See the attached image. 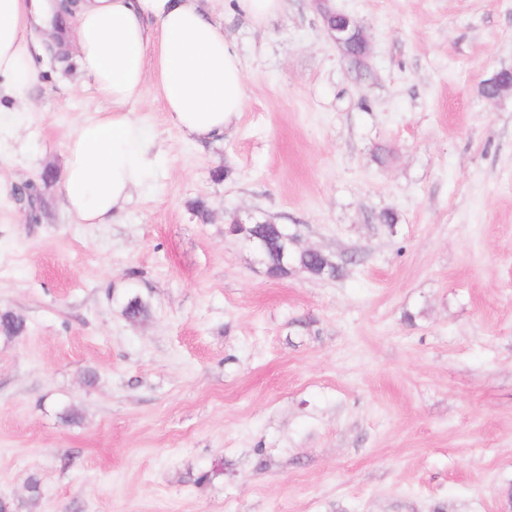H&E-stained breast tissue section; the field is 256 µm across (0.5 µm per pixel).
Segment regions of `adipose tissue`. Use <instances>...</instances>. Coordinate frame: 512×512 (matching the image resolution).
<instances>
[{
  "mask_svg": "<svg viewBox=\"0 0 512 512\" xmlns=\"http://www.w3.org/2000/svg\"><path fill=\"white\" fill-rule=\"evenodd\" d=\"M34 29L74 52L104 104L66 147L59 193L79 223L117 222L154 173L162 150L134 115L147 77L188 138L220 140L244 110L243 65L203 0H0V134L31 109Z\"/></svg>",
  "mask_w": 512,
  "mask_h": 512,
  "instance_id": "obj_1",
  "label": "adipose tissue"
}]
</instances>
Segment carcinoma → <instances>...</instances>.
<instances>
[{"mask_svg": "<svg viewBox=\"0 0 512 512\" xmlns=\"http://www.w3.org/2000/svg\"><path fill=\"white\" fill-rule=\"evenodd\" d=\"M230 230L243 242L260 238L264 240V247L259 257L267 267V271L274 277L281 276V261L285 260L291 266L304 270L313 276L337 277L342 266L336 264L331 258L325 256L318 258L293 249L292 244L285 238V227L280 224H244L236 221V215L229 216ZM147 304L138 296H133L123 304L124 315L138 321L148 315ZM25 330L22 320L10 311L0 312V334L6 337L17 336Z\"/></svg>", "mask_w": 512, "mask_h": 512, "instance_id": "carcinoma-1", "label": "carcinoma"}]
</instances>
